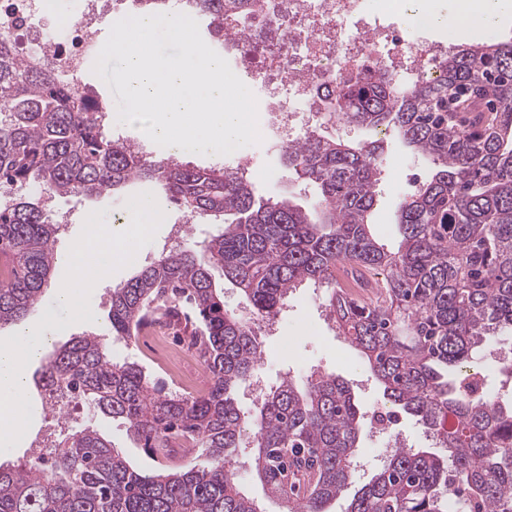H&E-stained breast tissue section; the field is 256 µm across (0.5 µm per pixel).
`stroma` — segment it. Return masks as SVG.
<instances>
[{
    "label": "stroma",
    "instance_id": "1",
    "mask_svg": "<svg viewBox=\"0 0 512 512\" xmlns=\"http://www.w3.org/2000/svg\"><path fill=\"white\" fill-rule=\"evenodd\" d=\"M358 17L373 26L380 25L398 30L410 42H441L452 50L512 42V13L503 17L493 28H475L466 34L452 29L438 33L417 28L412 18L400 10L391 17L376 16L374 6L368 4L367 0H360ZM329 133L344 142H379L381 175L369 222L380 243L391 250L397 248L400 241L399 206L411 195L413 187L430 180L433 174L432 162L425 155L411 150L391 131L385 133L339 123L330 128ZM241 158L250 161L254 169L251 183L256 195L286 197L301 206L311 202L314 195L312 186L288 170L282 157L269 145L261 143L240 148L237 158L234 159H227L214 153L201 155L185 152L181 155L182 161L200 168H233ZM127 200L128 197L123 192L93 199L59 197L60 210L70 212L71 221L61 226L54 244L55 253H62L79 237L86 213L102 211L104 220L111 225L115 222V213L125 211ZM156 201L165 215L163 224L153 242L138 251L131 265L105 277L99 288L92 291L90 305L95 313L93 323H69L68 311L57 306L56 292L62 286L66 271L65 265L61 264L56 268L53 285L48 287L40 304L28 315L27 324H36L43 313L54 315L65 324L56 339L60 345L90 327L103 338H110L108 312L111 293L116 285L126 281L137 268L156 259L164 247L178 241L184 246L194 247L217 233V224L203 219L186 224L182 238H175L173 220L179 215L178 209L165 196H157ZM255 332L263 349L262 359L255 369V374L264 382L266 389L276 388L287 377L298 383H305L307 371L312 370L319 374H333L346 381L365 411L371 413L385 409L386 401L381 387L372 377L363 358L338 336L335 326L322 311L314 289L299 288L293 291L288 298L287 306L277 316L273 325L257 324ZM84 416L95 430L122 451L133 469L143 474L155 473L161 469V461L140 448L122 421L97 414L90 408L85 410ZM396 434L414 448H428L432 445L424 428L415 418L405 414L400 415L398 421L390 425L385 433L375 435L368 431L364 432L360 446L356 450L364 466L352 472L350 491L360 489L380 469V450L389 443L391 436Z\"/></svg>",
    "mask_w": 512,
    "mask_h": 512
}]
</instances>
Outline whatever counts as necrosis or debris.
<instances>
[{"label": "necrosis or debris", "mask_w": 512, "mask_h": 512, "mask_svg": "<svg viewBox=\"0 0 512 512\" xmlns=\"http://www.w3.org/2000/svg\"><path fill=\"white\" fill-rule=\"evenodd\" d=\"M126 2L79 0L59 39L45 25L55 11L53 0H0V29L24 33L17 54L28 66L52 67L63 86L80 91L86 86V61L99 50L90 26L101 15L125 14ZM356 7V0H231L225 6L232 21L224 26V51L237 59V76L273 86L258 99L263 138L284 149L301 137L306 126L292 104L317 106L319 76L340 79L377 62L407 83L437 76L436 62L447 55L446 46H418L383 27L347 32ZM239 31L244 39H236Z\"/></svg>", "instance_id": "1"}]
</instances>
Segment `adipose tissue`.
I'll return each mask as SVG.
<instances>
[{
    "label": "adipose tissue",
    "mask_w": 512,
    "mask_h": 512,
    "mask_svg": "<svg viewBox=\"0 0 512 512\" xmlns=\"http://www.w3.org/2000/svg\"><path fill=\"white\" fill-rule=\"evenodd\" d=\"M405 6L418 26L443 29L451 22L494 25L512 11V0H406Z\"/></svg>",
    "instance_id": "1"
}]
</instances>
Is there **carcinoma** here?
Masks as SVG:
<instances>
[{
	"label": "carcinoma",
	"instance_id": "obj_1",
	"mask_svg": "<svg viewBox=\"0 0 512 512\" xmlns=\"http://www.w3.org/2000/svg\"><path fill=\"white\" fill-rule=\"evenodd\" d=\"M223 30L224 0H197ZM0 33V326L25 320L54 271L59 225L21 193L93 197L148 181L191 218L223 219L199 250L176 244L112 289V337L132 341L187 303L212 377L208 390H168L136 361H112L94 332L56 350L43 371L52 399L84 402L128 425L151 456L146 475L91 424L59 425L32 456L0 467V512H261L229 470L246 417L236 402L262 350L246 320L224 309L214 271L250 312L275 318L303 284L362 355L396 413L416 419L429 448H394L347 512H512V399L477 393L466 368L512 332V42L448 52L440 75L407 89L381 66L361 68L321 100L324 117L383 126L430 157L435 173L399 208L400 243L371 235L379 180L374 142L350 146L308 131L285 162L314 185L315 206L255 197L224 167L152 159L112 139L88 97L54 69L27 68ZM365 413L347 382L283 381L261 398L246 454L285 512H329L348 489Z\"/></svg>",
	"mask_w": 512,
	"mask_h": 512
}]
</instances>
